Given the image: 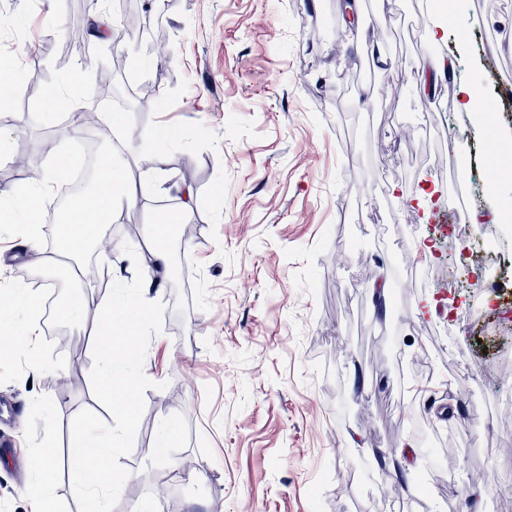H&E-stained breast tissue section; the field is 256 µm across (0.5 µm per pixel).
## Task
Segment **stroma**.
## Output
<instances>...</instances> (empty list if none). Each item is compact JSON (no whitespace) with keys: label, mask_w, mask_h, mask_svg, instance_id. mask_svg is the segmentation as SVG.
<instances>
[{"label":"stroma","mask_w":512,"mask_h":512,"mask_svg":"<svg viewBox=\"0 0 512 512\" xmlns=\"http://www.w3.org/2000/svg\"><path fill=\"white\" fill-rule=\"evenodd\" d=\"M162 18L164 64H150L149 40L103 51L92 37L100 17L122 15L101 0H0V58L21 74L0 104V191L24 184L15 165L37 169L71 152L87 134L68 110L46 114L43 96L78 65V93L97 101L101 82L128 100L117 160L159 153L144 170L146 194L109 224L119 250L43 263L47 234L34 240L0 223V290L57 279L88 298L84 316L59 328L60 346L39 329L33 350L12 343V314L0 329V512H32L29 487L41 448L53 446L56 512H87L68 469L71 429L105 427L111 407L98 390L97 307L128 247L139 245L179 201L194 198L197 232L181 242L184 264L167 256L164 290L141 336L122 345L134 377V425L112 450V512H512V278L481 287L448 278V256L477 227L442 235L464 172L419 170L413 151L452 156L459 136L493 146L482 111L426 112L396 65L420 71L454 63L439 97L481 78L484 95L512 104V0L487 15L462 0L466 25L438 40L421 32L422 0H360L353 27L336 0H130ZM318 21L323 33L310 37ZM384 43L374 63L355 34ZM178 130L174 142L155 130ZM439 186L432 205L413 201ZM387 283L386 312L369 298ZM47 370L33 373L32 354ZM429 355L438 371L418 441L412 361ZM467 362L477 380L449 378L445 362ZM174 440L164 457L161 435ZM406 453L408 479L383 458ZM446 458L425 473L426 456Z\"/></svg>","instance_id":"1"}]
</instances>
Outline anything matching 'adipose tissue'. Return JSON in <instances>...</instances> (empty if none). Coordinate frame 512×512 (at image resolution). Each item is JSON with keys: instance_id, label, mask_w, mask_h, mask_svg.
<instances>
[{"instance_id": "1", "label": "adipose tissue", "mask_w": 512, "mask_h": 512, "mask_svg": "<svg viewBox=\"0 0 512 512\" xmlns=\"http://www.w3.org/2000/svg\"><path fill=\"white\" fill-rule=\"evenodd\" d=\"M68 163V157H60L52 169L42 172L39 180L13 189L16 204L0 209V222L16 225L23 236H34L41 222L40 195L56 182ZM138 195L139 190L131 183L127 166L116 161L112 154H103L99 159L94 189L73 198L68 204L60 231L58 254L82 252L99 239L103 225L117 220L120 205L135 201ZM139 278L137 290L118 289L115 296L103 303L99 313L100 354L105 361L100 384L103 394L108 397L117 391L130 392L133 387L132 381L116 378L110 367L118 339L138 335L154 312L153 295L159 282L144 271L140 272ZM113 412L117 417L116 426L99 432L81 422L73 430L72 475L85 493L91 512H112V450L133 424L127 401L114 405Z\"/></svg>"}]
</instances>
